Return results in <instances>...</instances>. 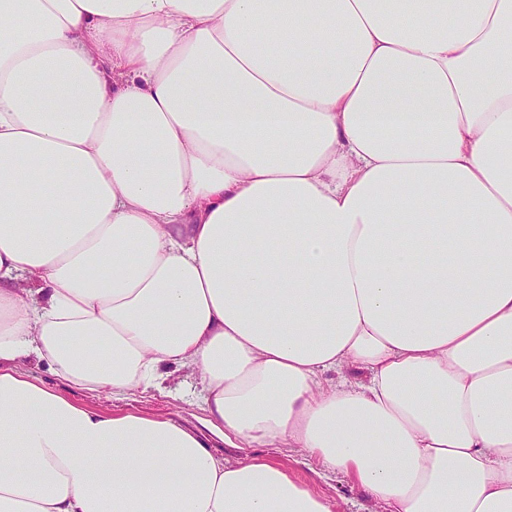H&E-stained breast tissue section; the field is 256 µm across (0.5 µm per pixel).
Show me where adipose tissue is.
Returning <instances> with one entry per match:
<instances>
[{"label": "adipose tissue", "mask_w": 512, "mask_h": 512, "mask_svg": "<svg viewBox=\"0 0 512 512\" xmlns=\"http://www.w3.org/2000/svg\"><path fill=\"white\" fill-rule=\"evenodd\" d=\"M33 359L512 512V0H0V512H332Z\"/></svg>", "instance_id": "obj_1"}]
</instances>
